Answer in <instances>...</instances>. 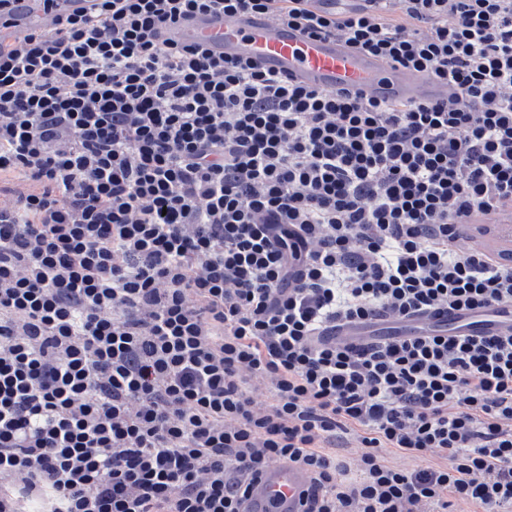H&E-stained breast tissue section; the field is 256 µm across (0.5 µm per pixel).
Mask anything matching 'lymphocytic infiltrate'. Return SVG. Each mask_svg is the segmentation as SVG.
I'll return each mask as SVG.
<instances>
[{"instance_id":"1","label":"lymphocytic infiltrate","mask_w":512,"mask_h":512,"mask_svg":"<svg viewBox=\"0 0 512 512\" xmlns=\"http://www.w3.org/2000/svg\"><path fill=\"white\" fill-rule=\"evenodd\" d=\"M25 2L0 0V512H242L275 464L305 512H512V332L439 321L512 307V263L465 245L512 218V0H41L15 39ZM213 11L448 95L168 37ZM383 321L421 328L334 335ZM175 38L203 42L226 57L251 56L275 74L312 87L349 88L374 98L403 101L448 95L445 83L415 70L384 65L377 57L350 51L334 37H309L254 14L188 16L178 24Z\"/></svg>"}]
</instances>
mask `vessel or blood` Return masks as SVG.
Listing matches in <instances>:
<instances>
[{
  "instance_id": "vessel-or-blood-1",
  "label": "vessel or blood",
  "mask_w": 512,
  "mask_h": 512,
  "mask_svg": "<svg viewBox=\"0 0 512 512\" xmlns=\"http://www.w3.org/2000/svg\"><path fill=\"white\" fill-rule=\"evenodd\" d=\"M175 37L205 43L227 57L248 55L266 69L294 82L326 89L349 88L379 98L403 101L447 97L445 83L415 70L391 67L374 56L352 52L339 39L313 38L247 13H208L184 18ZM476 333L512 331V310L503 308L490 321L469 326ZM309 479L304 471L278 464L253 483L244 512H300Z\"/></svg>"
}]
</instances>
